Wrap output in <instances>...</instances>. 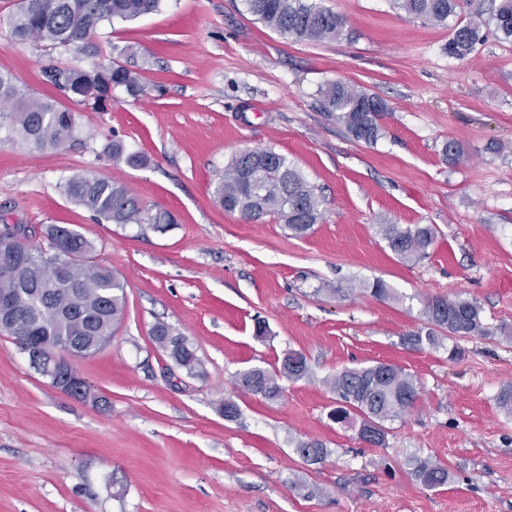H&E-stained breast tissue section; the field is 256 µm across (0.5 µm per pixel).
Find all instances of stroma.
Masks as SVG:
<instances>
[{"mask_svg":"<svg viewBox=\"0 0 512 512\" xmlns=\"http://www.w3.org/2000/svg\"><path fill=\"white\" fill-rule=\"evenodd\" d=\"M313 2L345 18L339 38L294 41L246 0H162L94 36L116 47L96 59L105 65L126 64L118 47L138 46L146 95L117 88L104 109L75 106L81 142L71 148L0 142V225L78 231L127 297L111 343L72 361L102 407L55 389L0 332V512H512V414L498 404L512 383V338L497 331L512 328V42L486 23L456 59L449 27L392 0ZM17 3L0 0V70L59 99L43 66L96 60L14 42L6 20ZM332 81L384 100L376 142L321 110L318 91ZM115 138L147 166L113 163L104 147ZM450 140L463 151L456 164L442 154ZM254 148L286 157L320 194L323 217L305 236L216 201L231 158ZM81 169L123 182L177 224L159 233L95 221L58 189ZM390 223L434 225L427 257L400 260L379 231ZM377 279L397 300L371 296ZM455 294L480 305L491 335L461 339L456 361L405 347L425 301ZM159 322L187 338L203 376L152 341ZM290 349L312 378L283 381L274 403L238 388L239 372L275 369ZM377 361L405 368L419 388L382 447L329 419L336 396L323 383ZM228 397L240 408L233 420L221 411ZM301 440L328 456L305 464ZM413 456L444 464L448 483L422 486Z\"/></svg>","mask_w":512,"mask_h":512,"instance_id":"1","label":"stroma"}]
</instances>
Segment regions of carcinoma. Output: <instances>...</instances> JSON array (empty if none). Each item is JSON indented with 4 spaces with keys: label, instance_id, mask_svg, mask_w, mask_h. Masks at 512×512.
<instances>
[{
    "label": "carcinoma",
    "instance_id": "cac0c4a2",
    "mask_svg": "<svg viewBox=\"0 0 512 512\" xmlns=\"http://www.w3.org/2000/svg\"><path fill=\"white\" fill-rule=\"evenodd\" d=\"M469 0H393L405 14L435 25L457 17L448 39V55L468 57L481 39L477 18H460L461 2ZM162 0H20L7 25L19 42H44L69 47L79 53L99 55L101 47L91 36L104 24L130 21L157 11ZM249 12L272 30L299 42L316 43L338 38L345 21L338 14L309 0H246ZM492 20L502 39H512V0H497ZM43 78L79 105L96 107L122 88L131 97L145 92L141 74L123 65L96 63L90 67H65L50 63ZM320 106L327 116L342 123L357 140L372 143L380 134L379 119L387 111L381 98L344 82H329L319 91ZM0 131L5 137L32 149L70 148L80 131L76 115L56 100L42 99L24 89L10 72L0 70ZM116 162L139 167L147 159L126 152L122 141L105 147ZM64 196L88 211L99 223L148 225L162 232L177 223L174 214L143 205L122 182L77 171L60 183ZM217 202L226 212L260 221L274 217L296 236L306 234L323 217L316 188L287 159L271 149H248L236 154L224 169L215 189ZM390 250L405 262L426 256L435 231L430 224L379 225ZM36 233L15 236L12 228L0 230V294L11 304L0 307V331L12 336L28 334L40 338L48 354L69 340L79 356L96 354L111 340L125 310V282L112 271L88 260L94 246L66 226L49 225L43 232L46 245L31 239ZM425 323L401 337L402 344L416 349H438L444 340L487 336L480 306L467 298L436 296L424 306ZM152 338L169 351L174 363L191 376L203 373L195 349L162 322L152 328ZM311 377L305 355L290 350L279 367L269 371L252 367L241 373L238 385L270 401L283 391L280 380L299 381ZM340 399L330 412L338 423H359L362 440L372 446L386 445L387 422L402 417L416 402L418 389L413 375L390 363L377 362L347 368L325 379ZM306 462L325 458L320 442L296 445ZM412 476L423 486L448 483L447 467L431 458L412 461Z\"/></svg>",
    "mask_w": 512,
    "mask_h": 512
}]
</instances>
